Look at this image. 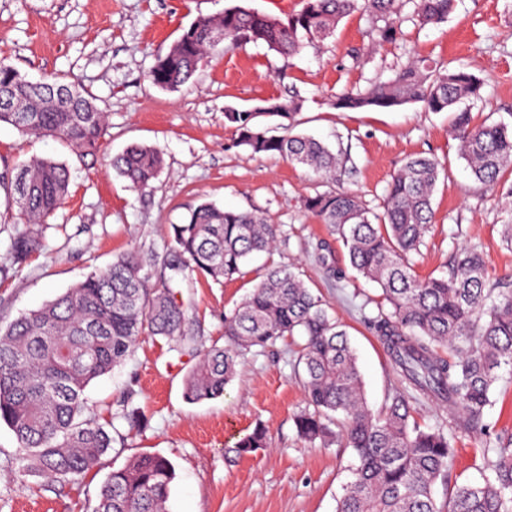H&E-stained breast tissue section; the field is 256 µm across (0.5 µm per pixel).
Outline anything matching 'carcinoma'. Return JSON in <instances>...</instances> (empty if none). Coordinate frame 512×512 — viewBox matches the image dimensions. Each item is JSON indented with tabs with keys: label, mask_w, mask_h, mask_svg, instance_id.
Instances as JSON below:
<instances>
[{
	"label": "carcinoma",
	"mask_w": 512,
	"mask_h": 512,
	"mask_svg": "<svg viewBox=\"0 0 512 512\" xmlns=\"http://www.w3.org/2000/svg\"><path fill=\"white\" fill-rule=\"evenodd\" d=\"M453 0H305L287 21L241 4L216 15H200L156 58L149 77L175 91L196 74L210 49L224 38L261 43L282 57L331 36L355 10L368 14L374 42H394L407 5L421 26L448 19ZM62 82L28 81L0 63V92L10 91L27 112L0 108V124L25 134L50 136L80 155L101 146L107 114L78 87L60 93ZM481 82L464 67L430 70L409 58L396 77L367 90L347 91L336 107L391 108L419 103L426 112L452 114L458 153L475 180L498 186L512 172V128L495 122L474 124L458 104L480 97ZM303 100L266 101V111L230 109L224 119L237 144L254 154H278L304 165L325 183H339L348 159L321 141L294 132ZM112 168L134 189L158 177L163 159L152 147L132 144L112 156ZM444 172L434 156L408 157L392 176L383 211L374 212L357 195L330 190L307 196L304 208L327 224L346 249L351 267L381 290L369 324L396 369L421 395L448 407L462 431L486 429V407L499 380L512 368V283H492L477 245L460 248L441 276L419 277L411 255L418 252L433 223L432 201ZM70 184L66 164L32 158L0 172V190L16 206L24 229L11 238V266L21 267L39 249L45 218L59 208ZM278 227L252 212L202 203L184 224L172 225L161 266L168 276L151 283V265L135 253L116 257L66 292L0 329V422L14 433L23 469L57 482L85 476L112 448L114 438L88 414L85 391L131 354L140 337L160 336L179 351L196 350L193 324L172 283L195 272L214 282L242 273L246 259L273 248ZM300 336L309 409L295 416L305 440L338 442L352 449L356 464L336 512H512V438L487 447L484 482L448 483L454 450L443 428H422L401 394L378 411L365 399L357 356L348 333L291 268L267 270L252 291L224 317L228 343L200 355L184 382V399L200 403L224 396L239 358L284 336ZM267 447L258 426L234 446L238 455ZM175 479L173 464L156 454H140L112 471L99 492L96 512H167ZM446 483L445 500L435 495Z\"/></svg>",
	"instance_id": "cac0c4a2"
}]
</instances>
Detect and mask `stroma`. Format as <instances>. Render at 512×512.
Instances as JSON below:
<instances>
[{
  "mask_svg": "<svg viewBox=\"0 0 512 512\" xmlns=\"http://www.w3.org/2000/svg\"><path fill=\"white\" fill-rule=\"evenodd\" d=\"M235 0H0V62L28 77L65 78L96 98L107 114V132L96 158L65 143L0 126V167L30 157L66 163L70 195L45 222L43 246L12 278L0 279V326L63 294L92 272L106 269L127 250L163 253L172 225L198 205L253 211L279 228L269 252L253 257L240 275L215 283L190 274L180 286L198 345H224V315L268 267L290 266L346 329L358 357L366 398L380 409L395 394L409 395L368 322L380 289L351 269L328 225L306 211L304 197L328 191L305 167L237 145L225 108L240 111L300 96V132L341 148L349 174L340 187L377 206L392 174L414 154L446 161L447 179L434 195V224L419 255L420 276L446 271L452 254L481 245L489 276H512V249L501 243L512 209L477 183L457 153L451 115L420 104L394 108H336L338 94L387 81L410 53L435 69L467 66L483 81L471 103L474 122L512 126V0H454L446 22L401 23L396 42L373 46L366 15L354 12L323 43L284 58L255 43L221 42L194 79L175 91L154 86L157 56L198 15L216 14ZM132 143L154 147L164 167L151 187L136 191L110 166ZM290 339L245 352L223 397L198 404L183 397L196 352L171 351L159 337L144 336L124 364L86 391L98 422L110 423L112 450L76 483L47 480L22 470L13 432L0 425V512H95L108 475L135 455L154 453L175 467L170 512H336L352 478L350 451L313 446L301 439L295 414L306 405L294 370ZM485 411L494 433L512 436V371L502 370ZM147 419L142 430L122 417L125 402ZM263 426L268 445L250 455L230 449L237 436ZM455 445L451 471L479 479L486 439L449 428Z\"/></svg>",
  "mask_w": 512,
  "mask_h": 512,
  "instance_id": "1",
  "label": "stroma"
}]
</instances>
